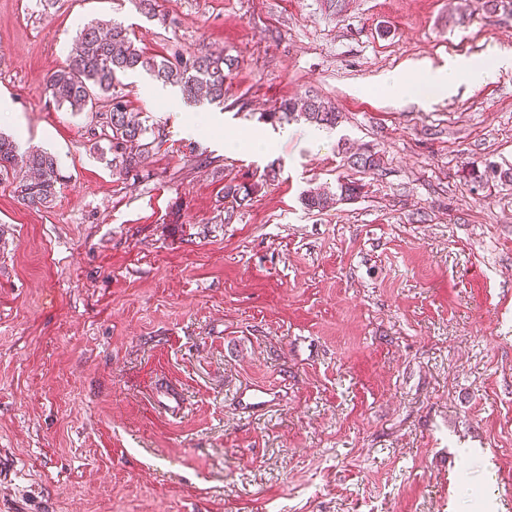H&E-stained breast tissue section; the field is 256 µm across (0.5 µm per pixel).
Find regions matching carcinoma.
<instances>
[{"mask_svg":"<svg viewBox=\"0 0 512 512\" xmlns=\"http://www.w3.org/2000/svg\"><path fill=\"white\" fill-rule=\"evenodd\" d=\"M142 16L166 20L158 0H128ZM232 59L222 51L200 55L173 54L160 56L141 45L131 28L122 22L98 21L78 28L65 66L53 72L47 80V90L59 106L73 112H90L104 105L100 113L99 130L91 133L94 148L112 154V175L125 179L137 176L163 138L161 125H146L131 107L125 95L118 91L121 76L143 71L156 80L180 88L188 100L203 94L213 103L224 102V84ZM302 119L315 126L334 127L343 114L325 103L316 94L280 101L279 106L265 115L272 122ZM379 152L361 149L347 156V164L363 173L381 168ZM25 175L17 176L18 171ZM13 179L14 194L22 203L48 208L53 203L57 185L62 179L57 157L47 151L31 149L18 152L16 140L0 135V181ZM256 184L229 181L224 184V223L229 224L240 208L250 201ZM360 185L354 181L339 184L338 192L310 189L301 201L310 211H322L334 204L356 198Z\"/></svg>","mask_w":512,"mask_h":512,"instance_id":"obj_1","label":"carcinoma"}]
</instances>
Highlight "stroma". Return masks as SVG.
I'll use <instances>...</instances> for the list:
<instances>
[{
	"mask_svg": "<svg viewBox=\"0 0 512 512\" xmlns=\"http://www.w3.org/2000/svg\"><path fill=\"white\" fill-rule=\"evenodd\" d=\"M161 2L164 24L0 0V133L64 175L40 209L0 183V512H512V183L475 177L512 168V65L430 99L378 82L511 50L512 4ZM112 19L238 60L220 105L125 77L166 137L124 180L46 90L78 25ZM310 90L343 114L318 141L265 120ZM256 129L267 150L225 151ZM366 147L379 171L345 165ZM230 180L256 189L228 223ZM344 181L357 198L303 206ZM251 382L277 397L256 417L232 403ZM361 185L354 181L340 183L336 194L324 189H310L303 193L301 201L304 207L310 211H322L332 207L339 201L351 200L360 194ZM159 407L166 415L183 414L187 409V400L184 394L169 386L159 389Z\"/></svg>",
	"mask_w": 512,
	"mask_h": 512,
	"instance_id": "1",
	"label": "stroma"
}]
</instances>
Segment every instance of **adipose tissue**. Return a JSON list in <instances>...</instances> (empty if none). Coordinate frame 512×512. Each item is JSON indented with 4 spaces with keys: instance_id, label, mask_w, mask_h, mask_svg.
Returning a JSON list of instances; mask_svg holds the SVG:
<instances>
[{
    "instance_id": "obj_1",
    "label": "adipose tissue",
    "mask_w": 512,
    "mask_h": 512,
    "mask_svg": "<svg viewBox=\"0 0 512 512\" xmlns=\"http://www.w3.org/2000/svg\"><path fill=\"white\" fill-rule=\"evenodd\" d=\"M506 62V57L498 56L491 62L465 60L439 68L425 64L420 67L415 78L394 71L382 75L380 82L402 99L442 95L462 81L476 88L487 84L494 79L498 67Z\"/></svg>"
}]
</instances>
